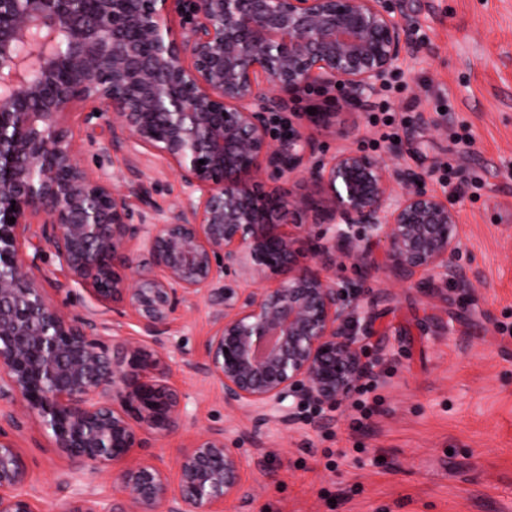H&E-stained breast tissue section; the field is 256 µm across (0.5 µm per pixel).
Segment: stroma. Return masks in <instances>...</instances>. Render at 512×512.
<instances>
[{
  "mask_svg": "<svg viewBox=\"0 0 512 512\" xmlns=\"http://www.w3.org/2000/svg\"><path fill=\"white\" fill-rule=\"evenodd\" d=\"M405 4L423 44L399 62L389 86L355 106L314 93L295 109L335 113L346 139L306 126L325 154L345 143L391 157L453 203L472 285L407 286L338 260L337 278L363 298L372 389L325 420L288 426L258 427L225 406L221 385L205 372L214 323L203 300L174 315L168 381L184 395L190 425L151 434L133 458L155 462L173 480L180 454L209 429H223L255 460L245 472L253 499L225 502L224 512H512V0ZM387 119L397 142L379 138ZM70 125L87 170L121 178L135 165L155 183L159 209L183 198L159 156L106 149L107 118L86 124L74 115ZM36 275L67 312L87 314L85 293L51 253ZM16 445L40 512H58L69 500L58 477L70 459L31 420Z\"/></svg>",
  "mask_w": 512,
  "mask_h": 512,
  "instance_id": "obj_1",
  "label": "stroma"
}]
</instances>
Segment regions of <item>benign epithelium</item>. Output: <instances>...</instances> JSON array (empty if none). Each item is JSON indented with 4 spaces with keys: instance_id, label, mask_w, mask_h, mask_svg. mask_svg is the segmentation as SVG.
<instances>
[{
    "instance_id": "obj_1",
    "label": "benign epithelium",
    "mask_w": 512,
    "mask_h": 512,
    "mask_svg": "<svg viewBox=\"0 0 512 512\" xmlns=\"http://www.w3.org/2000/svg\"><path fill=\"white\" fill-rule=\"evenodd\" d=\"M416 51L403 0H0V512H38L14 440L26 417L73 463L112 467L113 490L97 493L66 473L75 497L62 512H217L253 498L250 459L222 429L179 457L175 489L160 466L128 463L143 434L189 423L166 332L196 298L213 312L206 372L225 406L287 425L303 404L340 406L371 374L362 298L330 274L336 259L375 270L379 251L400 283L471 287L448 200L383 157L321 154L299 125L271 137L274 115L307 93L339 87L358 105ZM74 112L87 124L112 113V149L164 158L184 199L164 212L140 171L118 185L79 165ZM276 179L311 191L260 190ZM319 207L325 230L302 265L295 231L274 219ZM33 224L40 244L24 254ZM45 246L112 309V327L51 300L34 276ZM126 319L137 335H117Z\"/></svg>"
}]
</instances>
